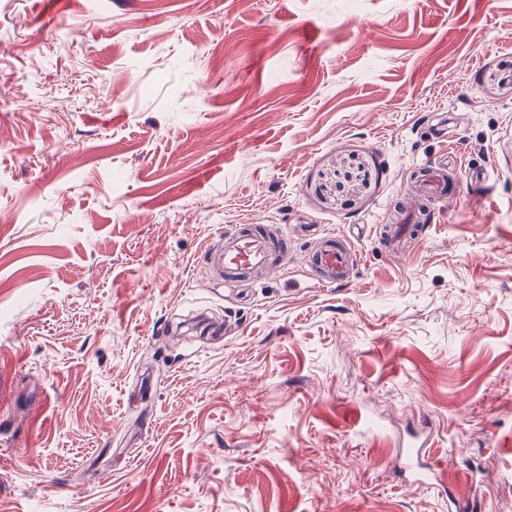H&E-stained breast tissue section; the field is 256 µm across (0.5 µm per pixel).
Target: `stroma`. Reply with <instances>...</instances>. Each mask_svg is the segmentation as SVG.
<instances>
[{"instance_id": "stroma-1", "label": "stroma", "mask_w": 512, "mask_h": 512, "mask_svg": "<svg viewBox=\"0 0 512 512\" xmlns=\"http://www.w3.org/2000/svg\"><path fill=\"white\" fill-rule=\"evenodd\" d=\"M443 117L460 199L389 257ZM232 224L360 262L217 287ZM419 429L443 483L400 478ZM452 493L512 512V0H0V512ZM428 206L429 214L426 216H415L411 224H399L400 216L392 222L381 220L378 226V242L381 248L390 256L406 258L411 255L412 247L417 241H424L428 238L432 224L436 223V212L433 207ZM411 243L413 245L411 246Z\"/></svg>"}]
</instances>
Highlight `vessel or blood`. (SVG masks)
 Instances as JSON below:
<instances>
[{
  "mask_svg": "<svg viewBox=\"0 0 512 512\" xmlns=\"http://www.w3.org/2000/svg\"><path fill=\"white\" fill-rule=\"evenodd\" d=\"M453 164V157L447 155L438 163L421 167L419 183L426 199L455 201L454 188L447 178ZM435 221L431 213L414 217L408 224H381L378 242L388 255L410 256L413 243L426 240ZM203 257L217 282L235 287L249 285L254 270L280 272L297 261L311 269L319 284H338L348 280L357 262L356 252L336 235L319 239L312 250L300 255L287 236H270L261 224L231 225L205 249Z\"/></svg>",
  "mask_w": 512,
  "mask_h": 512,
  "instance_id": "b4317fda",
  "label": "vessel or blood"
}]
</instances>
